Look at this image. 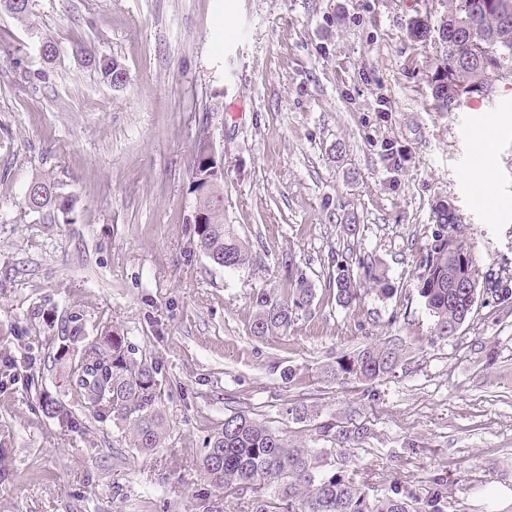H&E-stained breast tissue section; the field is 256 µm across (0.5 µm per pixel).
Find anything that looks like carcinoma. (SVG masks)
Masks as SVG:
<instances>
[{"instance_id":"obj_1","label":"carcinoma","mask_w":512,"mask_h":512,"mask_svg":"<svg viewBox=\"0 0 512 512\" xmlns=\"http://www.w3.org/2000/svg\"><path fill=\"white\" fill-rule=\"evenodd\" d=\"M507 2L511 4L507 18L495 8L470 32L456 27L470 0H448L435 26L429 16L411 18L409 36L413 40L424 42L437 34L439 65L431 84L441 110L448 111V84L463 88L488 65L500 64L512 70V0ZM450 40L465 47L462 57L448 55ZM193 192L194 213L205 216V223L194 227L201 252L212 262L222 261L224 268L235 269L250 262L249 246L231 225L224 223V212L213 208L208 192L197 182L193 183ZM75 206V199L67 195L45 208L60 213L69 223ZM433 214L435 229L425 245L417 291L435 318L437 335L450 337L467 321L480 296L489 295L500 305L511 303L512 285L498 281L486 287L480 280L478 260L459 224L448 223L446 211L436 209ZM288 276L292 277L288 299H278L266 290L254 295V335L266 336L288 328L293 315L313 301L314 289L308 279L291 269ZM331 279L336 304L343 308L359 303L369 292L384 297L393 292L383 268L351 253L336 254ZM58 351L69 361L67 395L73 407L97 421L112 420L131 448L150 452L163 447L166 428L158 369L137 358L125 336L110 328L91 338L63 333ZM401 359L395 347L369 343L340 356L321 374L343 383H373L391 374ZM41 408L47 417L68 427L81 425L72 407L53 397H42ZM368 434L362 413L355 409L339 420L320 424L317 437L325 447L308 448L244 413H235L224 417L206 440L199 466L215 487L251 491V512H444L443 495L438 489L443 478L437 475L432 479L436 489L418 501L397 485L381 497H372L355 474L336 467L335 458L343 457Z\"/></svg>"}]
</instances>
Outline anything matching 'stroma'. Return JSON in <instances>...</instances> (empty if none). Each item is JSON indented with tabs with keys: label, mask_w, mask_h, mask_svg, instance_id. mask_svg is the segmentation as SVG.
Segmentation results:
<instances>
[{
	"label": "stroma",
	"mask_w": 512,
	"mask_h": 512,
	"mask_svg": "<svg viewBox=\"0 0 512 512\" xmlns=\"http://www.w3.org/2000/svg\"><path fill=\"white\" fill-rule=\"evenodd\" d=\"M428 0H33L0 10V512H250L192 465L243 411L315 447V426L360 409L371 434L346 465L369 495L398 484L446 512H512V312L478 302L441 337L416 288L433 210L450 201L481 275L512 277V79L495 102L442 111L433 42L408 35ZM59 54L45 63L42 38ZM117 59L116 87L86 61ZM224 158V221L249 264L225 269L194 235L191 161ZM402 155L385 171L382 143ZM53 179L71 222L29 211ZM356 223L355 234L345 226ZM380 262L394 288L337 306L331 258ZM315 297L288 329L251 331L253 297H287L285 261ZM124 334L155 361L163 448L139 453L111 422L70 430L54 358L64 329ZM403 359L372 384L321 377L363 344ZM297 371L294 381L281 372ZM311 418L293 420L290 407ZM37 182H40L43 184H48V185L40 186L38 183L32 182L28 186V188L25 192V196H26V200H27V201L25 200V202H28V204L31 205L33 209H38L37 203L42 202L45 198L56 199V198L64 195L59 190V186H56V185H58V183L55 182L54 180L43 179V180H40ZM28 204H26V206ZM29 205L27 207L32 212H41L42 211V210L41 211L31 210ZM41 408L47 417L56 419L60 424H65L67 427L77 428L82 423L79 422L77 416L73 414L71 407H68L67 404H63L53 397L43 396L41 399Z\"/></svg>",
	"instance_id": "1"
}]
</instances>
